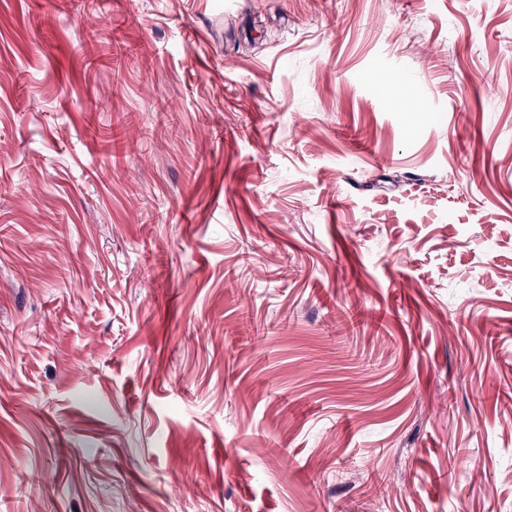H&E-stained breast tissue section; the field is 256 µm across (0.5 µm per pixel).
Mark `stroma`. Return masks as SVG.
I'll list each match as a JSON object with an SVG mask.
<instances>
[{"mask_svg": "<svg viewBox=\"0 0 512 512\" xmlns=\"http://www.w3.org/2000/svg\"><path fill=\"white\" fill-rule=\"evenodd\" d=\"M57 4L0 0V512H512V0Z\"/></svg>", "mask_w": 512, "mask_h": 512, "instance_id": "35a3bbf8", "label": "stroma"}]
</instances>
